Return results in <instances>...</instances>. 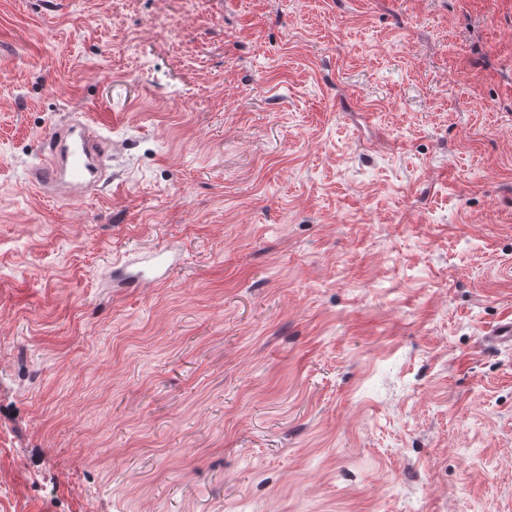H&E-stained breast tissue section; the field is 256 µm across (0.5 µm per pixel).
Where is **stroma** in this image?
Segmentation results:
<instances>
[{
    "mask_svg": "<svg viewBox=\"0 0 512 512\" xmlns=\"http://www.w3.org/2000/svg\"><path fill=\"white\" fill-rule=\"evenodd\" d=\"M510 318L512 0H0V512H512ZM110 148L97 127L73 116L43 141L29 181L53 198L81 200L105 179ZM181 257L179 254H171L167 248L154 250L149 254L131 257L128 254L124 261L112 264V287L116 284L118 287L160 282L169 277L172 272L180 265ZM144 263L149 268L145 270H131L133 265Z\"/></svg>",
    "mask_w": 512,
    "mask_h": 512,
    "instance_id": "obj_1",
    "label": "stroma"
}]
</instances>
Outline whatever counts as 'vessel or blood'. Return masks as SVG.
Instances as JSON below:
<instances>
[{
    "instance_id": "1",
    "label": "vessel or blood",
    "mask_w": 512,
    "mask_h": 512,
    "mask_svg": "<svg viewBox=\"0 0 512 512\" xmlns=\"http://www.w3.org/2000/svg\"><path fill=\"white\" fill-rule=\"evenodd\" d=\"M110 148V140L97 127L71 117L43 141L39 160L29 170V181L48 196L83 199L104 180ZM180 263V255L165 248L138 259L129 256L113 265L112 282L120 287L158 282Z\"/></svg>"
}]
</instances>
